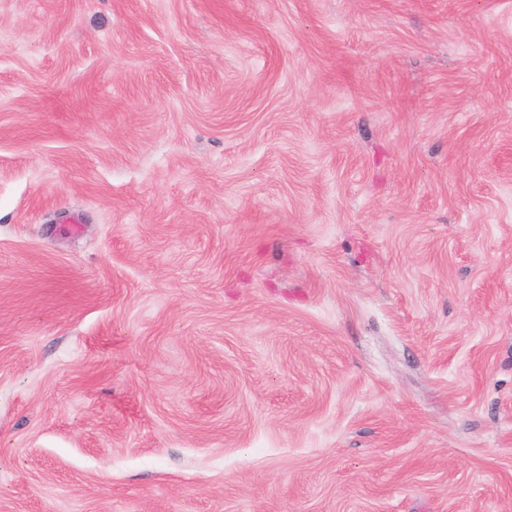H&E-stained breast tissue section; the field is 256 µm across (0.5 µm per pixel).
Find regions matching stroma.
I'll return each instance as SVG.
<instances>
[{
    "label": "stroma",
    "mask_w": 512,
    "mask_h": 512,
    "mask_svg": "<svg viewBox=\"0 0 512 512\" xmlns=\"http://www.w3.org/2000/svg\"><path fill=\"white\" fill-rule=\"evenodd\" d=\"M0 512H512V0H0Z\"/></svg>",
    "instance_id": "stroma-1"
}]
</instances>
